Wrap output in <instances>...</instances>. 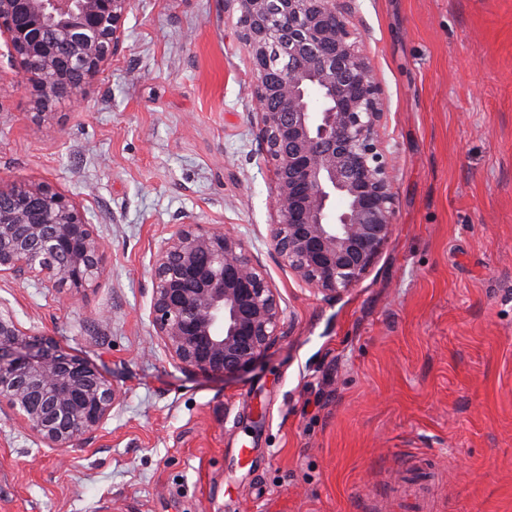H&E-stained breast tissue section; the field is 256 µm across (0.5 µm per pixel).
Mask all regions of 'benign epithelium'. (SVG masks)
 <instances>
[{
  "instance_id": "1",
  "label": "benign epithelium",
  "mask_w": 512,
  "mask_h": 512,
  "mask_svg": "<svg viewBox=\"0 0 512 512\" xmlns=\"http://www.w3.org/2000/svg\"><path fill=\"white\" fill-rule=\"evenodd\" d=\"M248 55L256 140L274 175L270 252L328 298L373 266L392 231L395 168L379 137L386 97L352 29L355 0H227ZM132 0H0V35L38 102L83 99L119 49ZM80 203L48 183L0 185V276L78 294L102 274ZM155 336L181 368L250 369L284 335L261 262L216 224H180L152 258ZM0 397L49 448L107 420L116 391L87 360L23 328L0 303Z\"/></svg>"
}]
</instances>
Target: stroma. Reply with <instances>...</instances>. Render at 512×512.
<instances>
[{
  "instance_id": "1",
  "label": "stroma",
  "mask_w": 512,
  "mask_h": 512,
  "mask_svg": "<svg viewBox=\"0 0 512 512\" xmlns=\"http://www.w3.org/2000/svg\"><path fill=\"white\" fill-rule=\"evenodd\" d=\"M225 0H134L80 104L38 111L0 38V183L89 212L102 276L81 295L0 277L27 329L103 369L119 400L46 447L0 399V512H512V0H357L386 94L397 211L333 299L267 245L247 53ZM178 224L258 257L286 334L247 372L178 367L149 318Z\"/></svg>"
}]
</instances>
